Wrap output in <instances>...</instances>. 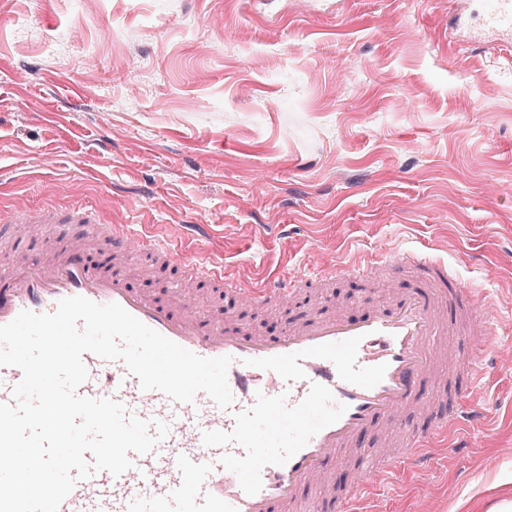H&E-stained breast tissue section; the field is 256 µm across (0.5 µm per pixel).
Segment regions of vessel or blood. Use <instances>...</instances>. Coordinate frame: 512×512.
<instances>
[{
	"instance_id": "1",
	"label": "vessel or blood",
	"mask_w": 512,
	"mask_h": 512,
	"mask_svg": "<svg viewBox=\"0 0 512 512\" xmlns=\"http://www.w3.org/2000/svg\"><path fill=\"white\" fill-rule=\"evenodd\" d=\"M489 48L512 45V0H483ZM53 227L50 259L29 265L18 251L34 225ZM86 225L110 264L90 261L86 240L69 225ZM89 237V238H90ZM130 234L85 208L35 211L16 201L0 218V248L16 258L0 267V325L24 310L54 311L59 300L82 296L116 303L181 347L205 358L232 357L227 380L230 408L206 394L191 403L142 390L119 361L83 356L87 379L77 393L111 398L149 423L168 426L152 452L131 453L120 476L105 470L77 480L58 512H355L369 483L400 470L425 471L439 436L455 425L475 426L484 408L467 397L484 375L489 348L467 345L470 331L496 335L485 314L482 285L449 279L448 261L410 246L369 261L334 260L304 276H270L255 286L228 275L223 262L200 255L180 260L167 240L144 235L142 250L159 263L182 264L178 300L163 302L133 287L124 271ZM404 268L417 284L391 289L387 299L347 307L312 300L307 286L329 287L336 278ZM261 305L276 300L302 306L286 319L281 336L260 333L245 321L211 308L218 294ZM412 414L417 425L408 426ZM351 468L343 488L331 483L337 465Z\"/></svg>"
}]
</instances>
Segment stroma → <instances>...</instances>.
<instances>
[{"instance_id": "stroma-1", "label": "stroma", "mask_w": 512, "mask_h": 512, "mask_svg": "<svg viewBox=\"0 0 512 512\" xmlns=\"http://www.w3.org/2000/svg\"><path fill=\"white\" fill-rule=\"evenodd\" d=\"M456 8L0 0V210L96 208L253 285L410 240L484 282L488 316L512 309V48L460 41ZM217 304L265 334L286 317ZM498 343L481 423L360 512L512 501V332Z\"/></svg>"}]
</instances>
